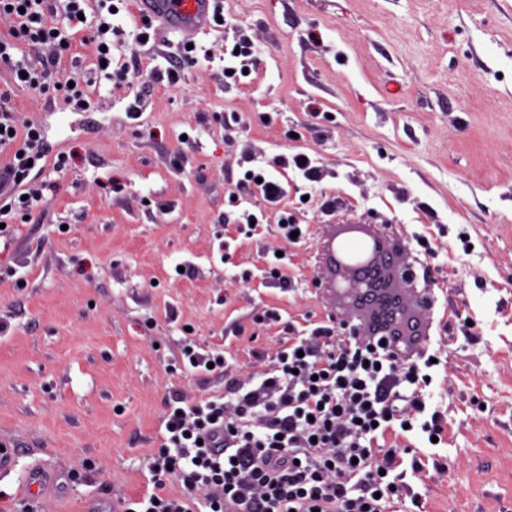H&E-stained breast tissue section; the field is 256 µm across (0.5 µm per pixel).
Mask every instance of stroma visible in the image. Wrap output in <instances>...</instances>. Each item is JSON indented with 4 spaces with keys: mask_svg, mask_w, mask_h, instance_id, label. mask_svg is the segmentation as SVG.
Wrapping results in <instances>:
<instances>
[{
    "mask_svg": "<svg viewBox=\"0 0 512 512\" xmlns=\"http://www.w3.org/2000/svg\"><path fill=\"white\" fill-rule=\"evenodd\" d=\"M61 6L48 0L70 38L59 65L87 82L89 110L0 68L19 119L43 129L39 178L54 185L0 262V446L15 457L0 512L181 493L149 470L169 402L233 399L288 337L335 328L320 245L362 221L392 224L447 326L444 440L397 439L422 496L405 512H512V0H221L187 65L178 38L121 0L112 59L137 101L85 43L96 0L74 27ZM242 42L246 70L226 73ZM177 65L178 83L151 82ZM297 153L317 181L276 167ZM250 167L275 169L279 205L243 183ZM247 210L257 225L241 223ZM284 210L299 241L278 234ZM188 344L222 354L223 371L184 368ZM35 470L54 484L33 496Z\"/></svg>",
    "mask_w": 512,
    "mask_h": 512,
    "instance_id": "obj_1",
    "label": "stroma"
}]
</instances>
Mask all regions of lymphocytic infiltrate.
Returning <instances> with one entry per match:
<instances>
[{"instance_id":"1","label":"lymphocytic infiltrate","mask_w":512,"mask_h":512,"mask_svg":"<svg viewBox=\"0 0 512 512\" xmlns=\"http://www.w3.org/2000/svg\"><path fill=\"white\" fill-rule=\"evenodd\" d=\"M45 0H0L11 17L0 38V64L15 83L61 92L80 110L81 83L52 77L48 67L16 59L20 45L62 43L42 14ZM38 124L19 125L9 93L0 91V239L32 215L44 183L32 181L31 162L45 156ZM362 335L320 333L289 339L272 372L240 386L236 404L203 401L169 406L163 443L150 470L171 473L185 492L128 501L125 512H389L411 489L393 474L398 449L379 437L393 426L426 436L443 433L429 395L434 383L433 321L412 305H384L380 291L353 305Z\"/></svg>"}]
</instances>
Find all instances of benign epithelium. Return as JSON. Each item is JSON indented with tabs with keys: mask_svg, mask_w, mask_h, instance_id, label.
Returning <instances> with one entry per match:
<instances>
[{
	"mask_svg": "<svg viewBox=\"0 0 512 512\" xmlns=\"http://www.w3.org/2000/svg\"><path fill=\"white\" fill-rule=\"evenodd\" d=\"M322 272L317 285L338 304L362 295L372 287L374 266L384 261L401 265L396 287L411 300L421 302L412 271L409 249L400 237L386 231L384 224H340L320 249Z\"/></svg>",
	"mask_w": 512,
	"mask_h": 512,
	"instance_id": "obj_1",
	"label": "benign epithelium"
}]
</instances>
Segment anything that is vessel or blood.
Instances as JSON below:
<instances>
[{
	"label": "vessel or blood",
	"instance_id": "b4317fda",
	"mask_svg": "<svg viewBox=\"0 0 512 512\" xmlns=\"http://www.w3.org/2000/svg\"><path fill=\"white\" fill-rule=\"evenodd\" d=\"M142 13L158 26L192 40L210 28L215 0H139Z\"/></svg>",
	"mask_w": 512,
	"mask_h": 512
}]
</instances>
